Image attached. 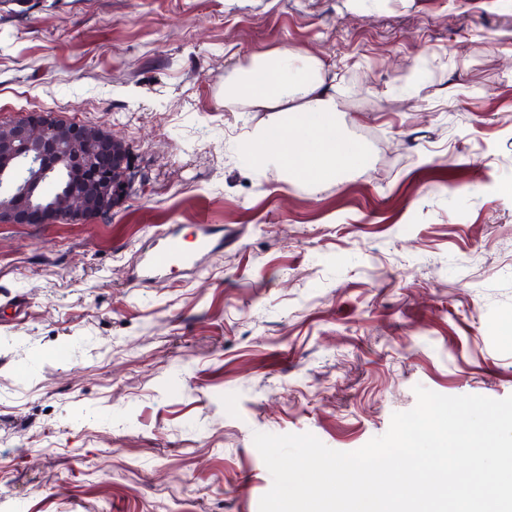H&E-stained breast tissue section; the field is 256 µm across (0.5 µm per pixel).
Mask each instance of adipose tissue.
<instances>
[{
    "mask_svg": "<svg viewBox=\"0 0 512 512\" xmlns=\"http://www.w3.org/2000/svg\"><path fill=\"white\" fill-rule=\"evenodd\" d=\"M258 66L262 77L244 71L228 86L226 99L257 112H289L307 119L295 137L256 128L249 141L258 164L276 166L290 179L316 184L337 177L359 159V145L346 142L333 122L336 94L327 87L319 60L284 50L269 53Z\"/></svg>",
    "mask_w": 512,
    "mask_h": 512,
    "instance_id": "ef3b65f1",
    "label": "adipose tissue"
}]
</instances>
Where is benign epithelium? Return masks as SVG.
<instances>
[{
  "mask_svg": "<svg viewBox=\"0 0 512 512\" xmlns=\"http://www.w3.org/2000/svg\"><path fill=\"white\" fill-rule=\"evenodd\" d=\"M129 144L105 128L47 112L0 122V224H51L112 212L138 178Z\"/></svg>",
  "mask_w": 512,
  "mask_h": 512,
  "instance_id": "1",
  "label": "benign epithelium"
}]
</instances>
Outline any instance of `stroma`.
Here are the masks:
<instances>
[{"instance_id": "1", "label": "stroma", "mask_w": 512, "mask_h": 512, "mask_svg": "<svg viewBox=\"0 0 512 512\" xmlns=\"http://www.w3.org/2000/svg\"><path fill=\"white\" fill-rule=\"evenodd\" d=\"M310 54L365 152L258 167L224 98ZM125 140L110 216L0 226V512H258L257 432L351 452L414 389L512 395V0H0V120ZM218 247L141 282L174 230Z\"/></svg>"}]
</instances>
